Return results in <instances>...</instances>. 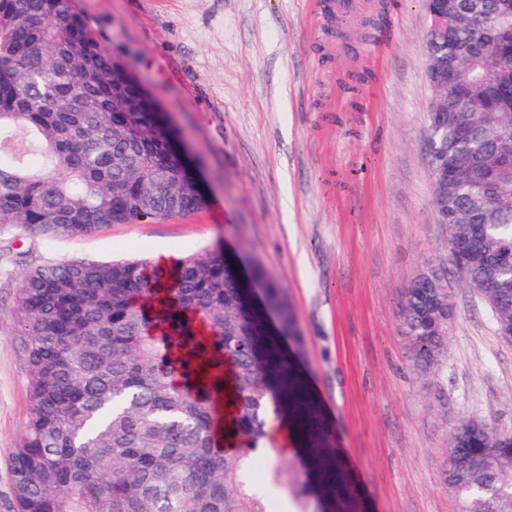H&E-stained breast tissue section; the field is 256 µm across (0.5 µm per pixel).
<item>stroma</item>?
<instances>
[{
    "mask_svg": "<svg viewBox=\"0 0 512 512\" xmlns=\"http://www.w3.org/2000/svg\"><path fill=\"white\" fill-rule=\"evenodd\" d=\"M326 30L312 0H74L202 161L186 215L46 240L0 226V512L28 373L13 308L48 261L166 262L221 246L287 289L303 364L364 512H460L449 440L469 419L512 430V341L456 276L428 155L423 0H356ZM454 304L448 352L422 371L401 317L425 268Z\"/></svg>",
    "mask_w": 512,
    "mask_h": 512,
    "instance_id": "1",
    "label": "stroma"
}]
</instances>
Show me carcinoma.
<instances>
[{
	"mask_svg": "<svg viewBox=\"0 0 512 512\" xmlns=\"http://www.w3.org/2000/svg\"><path fill=\"white\" fill-rule=\"evenodd\" d=\"M455 53L481 61L459 80L448 140L456 187L434 204L467 218L475 255L459 276L488 288L494 320L512 317V159L485 139L512 134V0H457ZM18 130L31 155L11 151ZM182 133L101 47L73 0H0V224L48 240L108 224L163 219L206 201ZM242 297L236 257L216 246L169 268L139 259L47 262L24 280L14 315L28 368L24 434L11 454L15 512H269L291 487L302 512H358L320 402L299 366L291 302L262 264ZM445 299L424 282L405 291L403 322L418 365L448 336ZM288 420L304 478L273 462L253 483L251 453ZM512 433L467 420L451 439L447 484L462 512H512Z\"/></svg>",
	"mask_w": 512,
	"mask_h": 512,
	"instance_id": "cac0c4a2",
	"label": "carcinoma"
}]
</instances>
